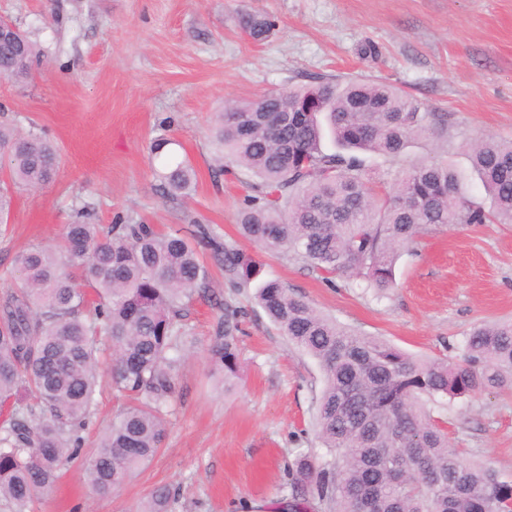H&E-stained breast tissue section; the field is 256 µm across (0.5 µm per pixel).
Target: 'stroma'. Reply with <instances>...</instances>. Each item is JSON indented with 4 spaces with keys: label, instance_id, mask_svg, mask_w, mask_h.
I'll return each instance as SVG.
<instances>
[{
    "label": "stroma",
    "instance_id": "35a3bbf8",
    "mask_svg": "<svg viewBox=\"0 0 512 512\" xmlns=\"http://www.w3.org/2000/svg\"><path fill=\"white\" fill-rule=\"evenodd\" d=\"M248 14L274 22L268 38L244 35ZM0 19L43 51L27 81L0 78V124L40 132L60 154L53 181L16 192L0 225V290L13 287L23 250L60 244L82 201L93 203L95 224L201 227L250 250L236 217L253 177L215 176L216 117L225 104L315 77L386 81L447 113L446 130L413 142L404 165L447 162L462 192L482 203L468 148L512 140V0H0ZM163 137L171 144L160 159L151 145ZM168 160L196 171L175 199L159 177ZM404 165L371 160L388 191ZM199 253L210 288L186 319L193 344L181 356L160 451L109 498L67 464L33 512H139L160 486L175 492L174 512H281L294 459L325 456L313 429L319 363L252 303L253 286L230 282L209 247ZM258 259L339 323L417 357L459 360L475 325L512 321V224L429 227L402 251L383 296L360 280L329 286L288 253ZM224 303L242 311L240 380L230 391L211 374L208 352ZM433 414L450 447L512 480L511 392L448 399Z\"/></svg>",
    "mask_w": 512,
    "mask_h": 512
}]
</instances>
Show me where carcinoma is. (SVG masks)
<instances>
[{
  "instance_id": "cac0c4a2",
  "label": "carcinoma",
  "mask_w": 512,
  "mask_h": 512,
  "mask_svg": "<svg viewBox=\"0 0 512 512\" xmlns=\"http://www.w3.org/2000/svg\"><path fill=\"white\" fill-rule=\"evenodd\" d=\"M274 27L248 16L242 29L262 40ZM41 50L25 34L0 43V76L24 81ZM442 118L384 82L322 81L225 108L212 132L216 171H249L256 182L238 213L241 235L265 253L284 250L306 261L324 282L359 279L378 294L394 285L401 250L429 226L512 224V142L471 147L490 198L487 211L461 192L443 162L410 167L394 190L376 189L366 156L398 161ZM335 149L324 147L325 132ZM0 150L11 182L37 188L55 175L56 147L42 134L0 125ZM191 164L169 162L164 192L185 194ZM90 203L73 210L56 248L34 245L17 257L19 287L0 295V404L14 409L0 425V499L27 512L73 461L107 496L143 469L165 437L164 409L189 336L184 323L209 275L194 244L148 224H90ZM237 284L258 281L254 300L288 342L315 358L324 387L316 431L330 459L299 457L289 468V512L316 500L336 512H506L512 482L469 463L448 447L443 421L426 404L479 391H512V323L483 324L465 340L459 363L420 359L364 336L317 311L288 283L261 278L253 255L210 240ZM91 288L90 302L82 286ZM237 310L224 305V329L209 344L212 370L235 387L239 353L231 336ZM112 358L99 359V336ZM107 377L128 400L91 457L83 432ZM407 467L392 479L393 462ZM175 493L155 490L143 512H171Z\"/></svg>"
}]
</instances>
